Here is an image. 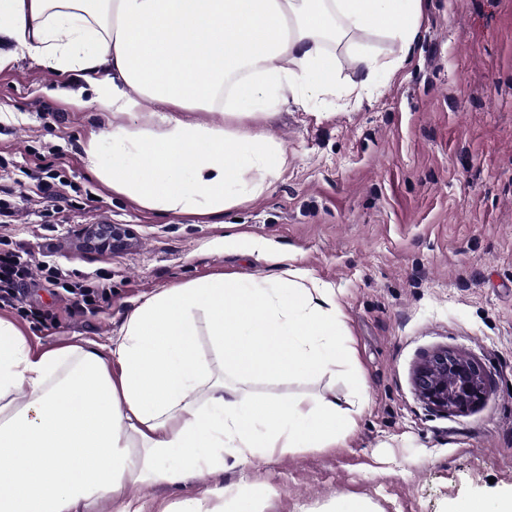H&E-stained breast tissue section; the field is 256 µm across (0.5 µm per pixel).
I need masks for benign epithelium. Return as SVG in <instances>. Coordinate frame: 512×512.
Wrapping results in <instances>:
<instances>
[{"label": "benign epithelium", "mask_w": 512, "mask_h": 512, "mask_svg": "<svg viewBox=\"0 0 512 512\" xmlns=\"http://www.w3.org/2000/svg\"><path fill=\"white\" fill-rule=\"evenodd\" d=\"M85 236L100 238L112 246H124L132 238L125 224H91ZM414 385L420 399L443 412L465 413L483 405L489 386L482 366L475 360L439 350L417 367Z\"/></svg>", "instance_id": "1"}]
</instances>
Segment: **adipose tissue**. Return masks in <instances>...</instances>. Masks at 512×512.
<instances>
[{"mask_svg":"<svg viewBox=\"0 0 512 512\" xmlns=\"http://www.w3.org/2000/svg\"><path fill=\"white\" fill-rule=\"evenodd\" d=\"M421 0H0V37L53 70L80 71L95 101L118 118L83 145L89 171L142 208L221 213L261 195L284 160L245 122L278 103L307 105L336 88L329 41L347 43L364 77L407 62ZM359 34L398 42L383 65ZM156 104L137 125L143 99ZM222 103V123L185 111ZM333 289L301 270L264 282L216 277L145 296L108 344L33 351L0 316V512H85L127 483L175 484L222 466L293 448H332L351 427L332 396L257 400L211 381L200 358L207 334L226 371L310 380L336 373L345 345ZM28 388L30 399L17 404Z\"/></svg>","mask_w":512,"mask_h":512,"instance_id":"obj_1","label":"adipose tissue"}]
</instances>
